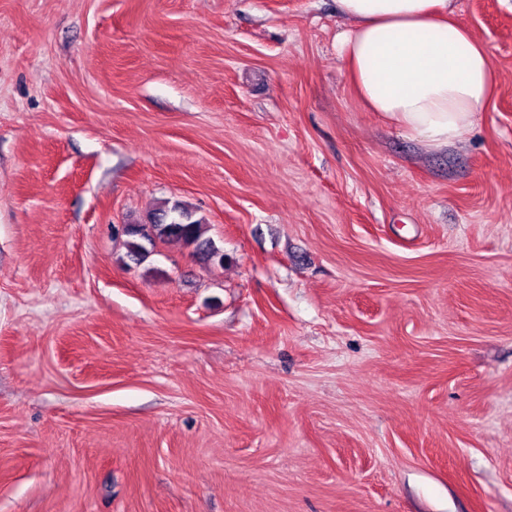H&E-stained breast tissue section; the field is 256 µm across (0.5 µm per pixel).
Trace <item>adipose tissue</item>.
<instances>
[{
	"mask_svg": "<svg viewBox=\"0 0 512 512\" xmlns=\"http://www.w3.org/2000/svg\"><path fill=\"white\" fill-rule=\"evenodd\" d=\"M350 28L336 37L364 105L399 132L443 150L474 127L495 88L484 43L455 18L453 0H336Z\"/></svg>",
	"mask_w": 512,
	"mask_h": 512,
	"instance_id": "1",
	"label": "adipose tissue"
}]
</instances>
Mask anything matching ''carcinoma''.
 Segmentation results:
<instances>
[{
  "label": "carcinoma",
  "instance_id": "cac0c4a2",
  "mask_svg": "<svg viewBox=\"0 0 512 512\" xmlns=\"http://www.w3.org/2000/svg\"><path fill=\"white\" fill-rule=\"evenodd\" d=\"M205 222L194 218L193 212L184 204L168 200L150 211L146 218L123 229L126 236L127 258L137 264L143 263L146 245L155 242L176 240L193 249V253L214 256L212 240L204 237Z\"/></svg>",
  "mask_w": 512,
  "mask_h": 512
}]
</instances>
